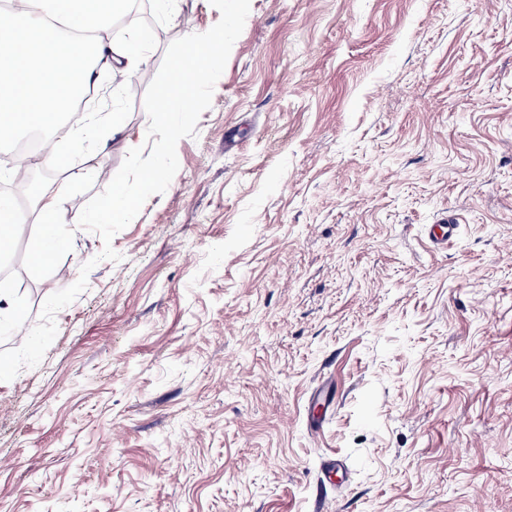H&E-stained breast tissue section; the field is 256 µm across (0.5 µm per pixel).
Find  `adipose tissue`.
<instances>
[{
    "label": "adipose tissue",
    "instance_id": "1",
    "mask_svg": "<svg viewBox=\"0 0 512 512\" xmlns=\"http://www.w3.org/2000/svg\"><path fill=\"white\" fill-rule=\"evenodd\" d=\"M20 9L0 21V140L23 127L47 131L45 155H53L55 139L93 142L105 150L99 128L124 131L119 113L82 115L68 120L72 102L100 73L130 56H144L141 39L117 42L103 38L107 19L122 14L127 0H20ZM134 197L120 180L112 183V202L95 218L67 210L62 188H43L32 205L49 229L62 224L124 223L134 216Z\"/></svg>",
    "mask_w": 512,
    "mask_h": 512
}]
</instances>
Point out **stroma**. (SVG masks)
<instances>
[{"label":"stroma","mask_w":512,"mask_h":512,"mask_svg":"<svg viewBox=\"0 0 512 512\" xmlns=\"http://www.w3.org/2000/svg\"><path fill=\"white\" fill-rule=\"evenodd\" d=\"M219 18H114L151 52L85 102L123 114L107 154L58 142L68 210L109 205L167 47ZM177 157L118 260L66 225L33 263L32 223L0 265L33 326L95 263L0 381V512H512V0H250ZM455 215L448 213L442 217L438 224L431 226L430 237L437 245L448 246V241L452 240L456 234L459 225Z\"/></svg>","instance_id":"35a3bbf8"}]
</instances>
